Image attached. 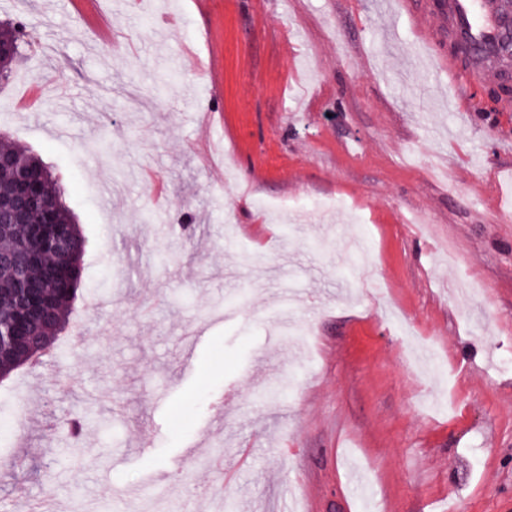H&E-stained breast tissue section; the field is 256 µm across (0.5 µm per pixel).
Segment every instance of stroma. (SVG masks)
<instances>
[{"instance_id": "1", "label": "stroma", "mask_w": 512, "mask_h": 512, "mask_svg": "<svg viewBox=\"0 0 512 512\" xmlns=\"http://www.w3.org/2000/svg\"><path fill=\"white\" fill-rule=\"evenodd\" d=\"M17 23L0 132L58 179L98 306L7 382L0 512H187L186 482L204 512H512V117L486 87L452 111L396 0H0ZM22 27H5L0 30V41L9 42L11 44L10 58H0V83H7L11 79L15 68L19 62L24 58V46L29 44L31 37L28 32L27 35L23 34Z\"/></svg>"}]
</instances>
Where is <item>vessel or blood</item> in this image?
I'll return each instance as SVG.
<instances>
[{
    "mask_svg": "<svg viewBox=\"0 0 512 512\" xmlns=\"http://www.w3.org/2000/svg\"><path fill=\"white\" fill-rule=\"evenodd\" d=\"M405 17L425 46L443 41L455 52L432 55L446 75L459 112L474 111L473 90L512 71V0H400Z\"/></svg>",
    "mask_w": 512,
    "mask_h": 512,
    "instance_id": "1",
    "label": "vessel or blood"
}]
</instances>
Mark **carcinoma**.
<instances>
[{
    "instance_id": "carcinoma-1",
    "label": "carcinoma",
    "mask_w": 512,
    "mask_h": 512,
    "mask_svg": "<svg viewBox=\"0 0 512 512\" xmlns=\"http://www.w3.org/2000/svg\"><path fill=\"white\" fill-rule=\"evenodd\" d=\"M30 35L21 27L0 30V41L11 44V56L0 58V83L11 79L24 58ZM24 171L40 185L43 209L53 220L51 227L66 234V251L48 252L45 240L32 225L41 210L16 216L0 215V328H11L22 316L25 290L45 289L43 301L48 320H31L21 336L0 345V381L21 369L30 368L56 356L58 334L71 322V310L84 277L83 256L86 240L74 215L62 200L57 180L43 160L23 145L0 135V199L8 201L17 187V176Z\"/></svg>"
}]
</instances>
